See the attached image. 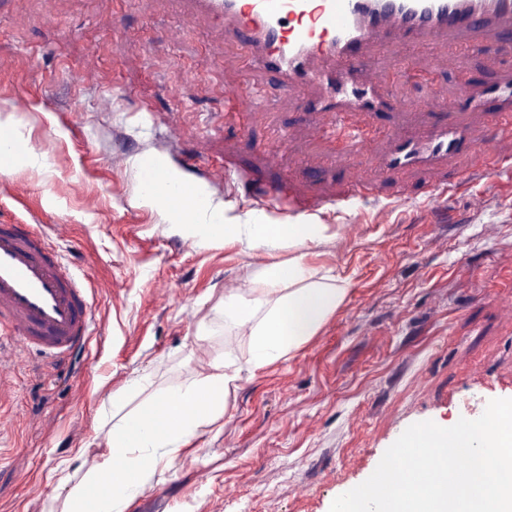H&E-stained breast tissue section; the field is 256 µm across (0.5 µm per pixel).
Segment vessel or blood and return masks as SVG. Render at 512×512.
<instances>
[{
	"label": "vessel or blood",
	"mask_w": 512,
	"mask_h": 512,
	"mask_svg": "<svg viewBox=\"0 0 512 512\" xmlns=\"http://www.w3.org/2000/svg\"><path fill=\"white\" fill-rule=\"evenodd\" d=\"M185 10L210 18L225 38L237 40L249 63L274 70L281 90L305 111L326 112L318 137L340 132L361 137L348 122L353 112L390 106L389 80L355 57L364 43L377 41L398 56L417 43L444 40L432 53L427 74L447 70L462 50V37L491 32L512 52V0H180ZM481 106L493 123L466 129L442 127L427 135L399 137L379 166L436 169L441 158L465 145L474 159L463 179L512 169V162L489 151L491 141L512 136V74ZM92 306L61 256L30 224L0 225V330L37 348L54 364L86 350L91 340Z\"/></svg>",
	"instance_id": "1"
}]
</instances>
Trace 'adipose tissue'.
I'll list each match as a JSON object with an SVG mask.
<instances>
[{"instance_id": "ef3b65f1", "label": "adipose tissue", "mask_w": 512, "mask_h": 512, "mask_svg": "<svg viewBox=\"0 0 512 512\" xmlns=\"http://www.w3.org/2000/svg\"><path fill=\"white\" fill-rule=\"evenodd\" d=\"M197 201L172 213L186 236L201 242L245 237L255 246L303 248L321 238L315 224H227L220 206L205 191ZM247 279L260 283L263 297L247 301L237 295L224 300L225 329H244L249 336V364L262 369L286 359L315 336L343 303L348 288L335 278L317 275L302 257L288 264L272 262ZM238 376L226 361L212 362L210 372L155 396L135 409L129 399L146 389L149 375L130 379L104 402L115 421L99 462L69 487L67 512H127L161 463L171 462L180 448L203 427L221 420L226 399Z\"/></svg>"}]
</instances>
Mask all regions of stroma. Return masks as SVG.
Returning a JSON list of instances; mask_svg holds the SVG:
<instances>
[{
  "instance_id": "35a3bbf8",
  "label": "stroma",
  "mask_w": 512,
  "mask_h": 512,
  "mask_svg": "<svg viewBox=\"0 0 512 512\" xmlns=\"http://www.w3.org/2000/svg\"><path fill=\"white\" fill-rule=\"evenodd\" d=\"M96 57H88V46ZM30 54L32 68L16 67ZM365 63L392 74L396 106L361 114L381 138L353 150L351 163L311 129L321 113L298 111L243 48L210 20H183L171 0H0V121L31 146L21 165L0 168V224H33L56 246L94 296L95 332L83 357L60 372L39 351L8 343L0 355V512H63L67 490L93 467L110 427L103 397L142 373L154 394L232 359L237 388L222 420L158 468L128 512H330L339 495L364 482L411 424L450 427L480 417L488 402L512 398V178L458 182L446 200L431 184L456 179L470 164L449 157L436 172H375L389 151L388 130L418 133L444 122L433 104L456 102L454 122L487 115L473 101L512 69L493 39H478L447 73L428 82L426 54L399 60L380 49ZM94 69L95 83L83 79ZM265 108L247 111L255 89ZM27 95L29 111L12 108ZM112 109L100 111L101 95ZM182 130L176 148L169 128ZM279 141L278 170L263 147ZM125 163L111 167L112 154ZM176 179L205 187L208 164L232 171L208 188L232 224H319L323 238L304 249L255 250L247 241L201 245L149 204L141 181L147 157ZM292 174L288 209L265 205L260 187ZM374 198L349 192L358 177ZM80 178L83 190L68 183ZM496 236H487V225ZM303 256L348 291L316 336L287 359L249 365L245 330L224 328V299L261 292L246 274L254 259ZM97 258L85 266L84 254ZM85 447L82 457L73 450Z\"/></svg>"
}]
</instances>
